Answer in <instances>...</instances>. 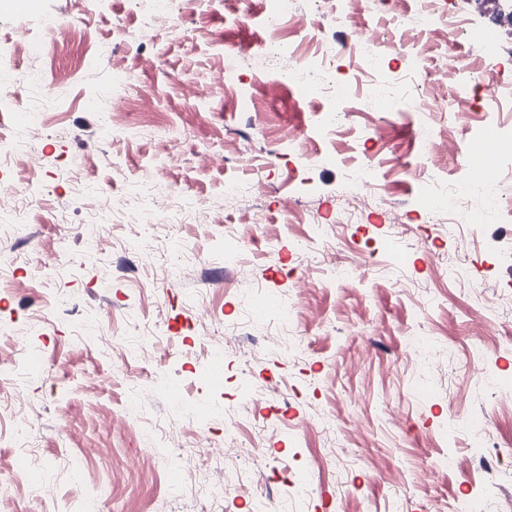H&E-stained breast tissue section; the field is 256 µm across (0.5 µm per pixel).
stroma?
<instances>
[{
	"label": "stroma",
	"instance_id": "1",
	"mask_svg": "<svg viewBox=\"0 0 512 512\" xmlns=\"http://www.w3.org/2000/svg\"><path fill=\"white\" fill-rule=\"evenodd\" d=\"M297 8L311 31L289 14L268 29L264 0H41L35 15L0 0V84L21 71L52 99L40 132L30 93L0 113V137L41 159L0 168V189L30 208L27 233H0V466L42 458L36 480L0 487V512H45L41 484L55 512H512V402L499 399L512 392V242L492 206L512 202V103L490 110L478 89L438 111L456 76L437 65L476 50L423 25L421 0H355L345 25L329 5ZM437 8L497 29L512 84V0ZM149 13L160 21L143 39ZM375 28L385 45L359 42ZM273 40L304 58L335 44L322 67L346 82L349 117L331 135L326 94L276 71ZM117 71L129 84L100 97ZM410 98L431 112L380 109ZM490 127L494 170L428 223L423 188L473 175L442 145ZM362 167L369 184L347 183ZM80 182L130 198L123 223L80 209ZM230 182L260 188L216 212ZM313 215L326 233L296 253ZM266 295L295 307L291 324L256 317ZM129 399L138 421L113 426ZM480 430L495 443L488 470ZM204 435L211 460L183 468ZM219 475L226 497L196 495Z\"/></svg>",
	"mask_w": 512,
	"mask_h": 512
}]
</instances>
